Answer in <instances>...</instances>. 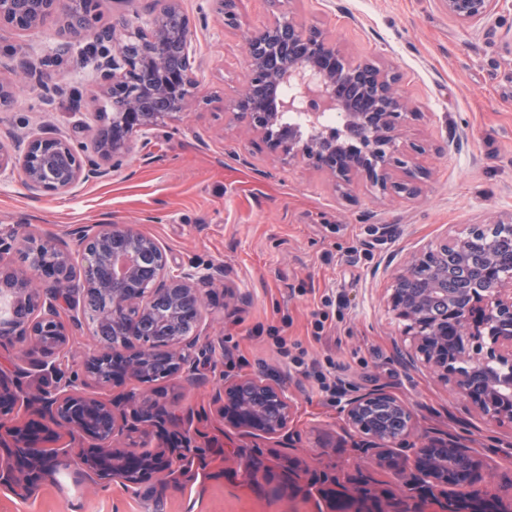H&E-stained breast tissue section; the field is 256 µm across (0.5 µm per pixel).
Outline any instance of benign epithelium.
<instances>
[{
	"label": "benign epithelium",
	"instance_id": "benign-epithelium-1",
	"mask_svg": "<svg viewBox=\"0 0 512 512\" xmlns=\"http://www.w3.org/2000/svg\"><path fill=\"white\" fill-rule=\"evenodd\" d=\"M448 17L476 29L496 20L508 0H442ZM90 0H0V29L35 33L49 19H64L62 34L73 38L90 27ZM163 9L147 22L156 50L131 57L117 32L116 53L93 57L97 73L94 96L124 101L112 123L101 127L94 151L103 163L127 156L134 136L162 126L185 111L186 101L170 109L195 61L190 20L182 0H160ZM182 21L174 33L166 20ZM178 35L184 69L168 65L165 42ZM242 45L245 79L235 105L240 125L261 134L271 149L290 162L324 173L335 185H346L362 174L381 194L408 189L394 174L419 172L405 153L402 127L413 114L400 94L399 74L371 62H349L336 39L293 20H280L245 31ZM145 69L155 79L126 94L132 74ZM41 63L23 61L9 77L0 78V110L11 106L19 84H42ZM334 112L343 133L324 131ZM21 169L22 186L32 195L58 194L75 188L92 174L71 144L48 131L30 137L21 153L0 151V173ZM78 257L51 237H34L12 228L0 231V342L14 337L26 342L18 360L35 374L54 378L50 387L31 388L12 372L0 371V489L35 493L43 481L62 469L91 481L119 480L137 484L152 475L177 473L176 460L159 448L141 454L115 446L117 438L137 432L172 433L182 449L181 466L194 454L191 413L176 415L158 409L143 397L127 407L90 395L85 387L112 384L114 373H98L99 357L124 355L125 376L146 381L163 371L168 378L197 379V328L205 316L198 283L224 277L221 268L173 270L160 244L134 224H101L73 230ZM497 238L512 250V213L470 224L435 244L412 253L391 275L387 306L404 322L411 342V362L431 369L452 383L486 419L512 422V271L482 239ZM20 250L30 256L17 268L5 255ZM167 309L172 323L189 329L168 337L164 350L154 349L156 308ZM81 310L91 325L97 348L84 353L83 373L69 370L71 328L67 313ZM217 413L240 437L279 443L288 437L292 405L279 384L250 376L224 378L216 392ZM38 417L34 421L28 414ZM346 429L356 447L369 448L377 463L388 465L394 449L418 429L413 408L384 390L345 401ZM451 449L452 456L446 455ZM486 465L477 452L451 437H425L410 455L401 456L397 492L374 490L366 495L334 482L328 498L340 512H512V491L485 485ZM288 488L314 483L309 468L292 461L282 473Z\"/></svg>",
	"mask_w": 512,
	"mask_h": 512
}]
</instances>
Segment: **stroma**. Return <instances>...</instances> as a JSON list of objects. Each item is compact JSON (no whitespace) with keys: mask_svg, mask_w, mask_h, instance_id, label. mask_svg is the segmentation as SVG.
<instances>
[{"mask_svg":"<svg viewBox=\"0 0 512 512\" xmlns=\"http://www.w3.org/2000/svg\"><path fill=\"white\" fill-rule=\"evenodd\" d=\"M153 0H95L94 30L118 21L141 26ZM199 65L185 115L138 138L108 179L75 192L35 199L19 178L0 180V230L25 225L75 249L74 228L135 224L156 238L173 267L220 266L224 279L203 285L200 380L152 383L167 410L194 411L201 433L194 466L173 485L159 473L139 485L74 484L69 477L20 498L0 490V512H328L316 488L290 494L278 473L253 479L250 442L224 434L211 402L227 375L274 381L293 405L292 458L354 488H393L371 452L343 432L347 397L383 389L412 404L419 433L458 437L492 463L488 481L512 484V424L477 414L451 386L409 367L402 321L385 304L391 274L409 254L446 235L512 212V8L492 27L467 29L441 0H235V26L217 0H184ZM291 16L335 38L354 62L394 68L414 109L405 145L422 147L429 175L415 196L380 195L367 178L339 191L322 173L288 163L262 135L245 133L231 103L245 76L240 34ZM57 20L28 36L0 37V76L23 58L46 59L48 81L21 88L0 112V146L50 129L95 161L100 123L90 95L96 85L85 36L61 50ZM323 330H315V316ZM301 344L304 365L338 373L343 395L325 399L313 377L281 353Z\"/></svg>","mask_w":512,"mask_h":512,"instance_id":"35a3bbf8","label":"stroma"}]
</instances>
